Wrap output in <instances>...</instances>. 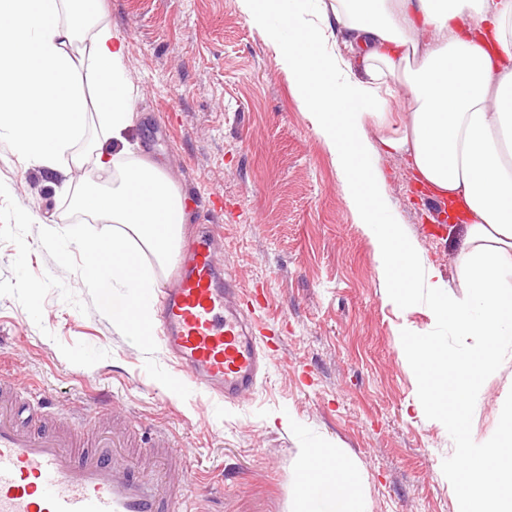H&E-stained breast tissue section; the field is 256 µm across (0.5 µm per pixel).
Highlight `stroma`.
<instances>
[{
  "label": "stroma",
  "instance_id": "35a3bbf8",
  "mask_svg": "<svg viewBox=\"0 0 512 512\" xmlns=\"http://www.w3.org/2000/svg\"><path fill=\"white\" fill-rule=\"evenodd\" d=\"M101 10L127 37L132 141L181 190L185 235L221 225L225 266L242 290H264L254 317L283 341L238 403L170 386L169 357L113 325L84 254L63 261L42 242L47 224L89 238L104 232L73 202L84 170L63 176L25 164L0 138V354L19 383L77 413L102 394L138 427L166 429L186 451L190 512H291L299 451L325 441L360 474L370 512H461L444 478L455 442L416 415L418 384L398 335L406 326L442 335L456 355L475 339L434 323L427 290L408 307L384 300L371 243L274 47L249 27L238 0H101ZM379 166L420 253L456 285L463 224L433 223L401 158L381 155ZM511 394L508 348L466 413L468 433L492 432ZM276 413L293 426L271 425Z\"/></svg>",
  "mask_w": 512,
  "mask_h": 512
}]
</instances>
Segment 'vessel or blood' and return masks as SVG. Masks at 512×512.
<instances>
[{
    "label": "vessel or blood",
    "instance_id": "vessel-or-blood-1",
    "mask_svg": "<svg viewBox=\"0 0 512 512\" xmlns=\"http://www.w3.org/2000/svg\"><path fill=\"white\" fill-rule=\"evenodd\" d=\"M209 224L177 261L158 295L156 336L178 372L219 402L252 393L267 371L271 339L252 335L248 302L224 271ZM138 433L102 429L90 413L43 419L29 389L0 367V512H175L184 499L182 452L165 433L145 458Z\"/></svg>",
    "mask_w": 512,
    "mask_h": 512
}]
</instances>
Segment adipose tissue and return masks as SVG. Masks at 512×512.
<instances>
[{
    "label": "adipose tissue",
    "instance_id": "1",
    "mask_svg": "<svg viewBox=\"0 0 512 512\" xmlns=\"http://www.w3.org/2000/svg\"><path fill=\"white\" fill-rule=\"evenodd\" d=\"M248 25L276 50L315 134L329 151L357 224L369 238L386 301L404 305L430 291V312L453 335L476 342L448 355L441 336L409 326L398 349L418 376L416 407L455 436L463 468L448 481L468 485L469 512H512L499 495L512 471L488 475L487 460L512 446V400L500 428L477 440L448 411L458 394L477 400L479 381L512 346V0H238ZM87 0H0V137L15 154L53 172L85 170L76 206L114 227L86 238L49 226L45 245L60 254L111 248L131 275L114 272L130 306L112 322L132 331L153 319L156 283L132 241L159 265L172 263L187 213L181 194L154 163L128 165L104 188L113 155L100 143L72 150L95 109L114 144L128 148L135 90L126 77V37L99 23ZM96 83L87 99L80 75ZM403 86L393 110L394 86ZM375 137H368V130ZM404 158L441 203L461 204L468 221L457 272L466 298L448 290L419 252L385 193L380 155ZM295 512H369L360 479L341 449L300 451Z\"/></svg>",
    "mask_w": 512,
    "mask_h": 512
}]
</instances>
